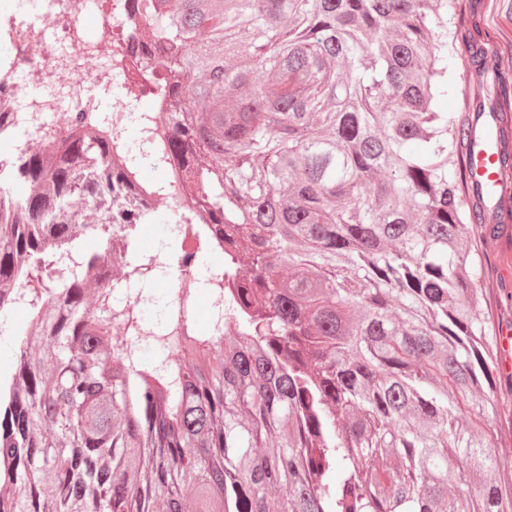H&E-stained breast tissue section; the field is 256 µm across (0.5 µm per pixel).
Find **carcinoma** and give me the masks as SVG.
Returning <instances> with one entry per match:
<instances>
[{
  "label": "carcinoma",
  "mask_w": 512,
  "mask_h": 512,
  "mask_svg": "<svg viewBox=\"0 0 512 512\" xmlns=\"http://www.w3.org/2000/svg\"><path fill=\"white\" fill-rule=\"evenodd\" d=\"M133 49L170 101V154L224 240L220 344L167 313L157 362L112 286L59 257L53 296L15 335L0 512H512L492 426L497 326L478 234L500 223L468 181L483 121L499 161L512 71L458 0H128ZM462 46L476 91L441 102ZM77 117L0 183V317L35 260L133 193ZM128 227L165 221L123 208ZM133 238L132 276L157 270ZM290 270L283 277L281 267Z\"/></svg>",
  "instance_id": "carcinoma-1"
}]
</instances>
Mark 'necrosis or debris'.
<instances>
[{
	"label": "necrosis or debris",
	"instance_id": "1",
	"mask_svg": "<svg viewBox=\"0 0 512 512\" xmlns=\"http://www.w3.org/2000/svg\"><path fill=\"white\" fill-rule=\"evenodd\" d=\"M92 19L102 35L89 36ZM139 25L123 0H0V178L13 179L19 158L52 145L75 116L95 115L97 133L112 143V164L127 170L136 187L129 201L159 209L170 219L177 260L164 282L174 307H187L185 284L198 280L195 241L182 225L201 223L204 213L185 192L179 169L166 168L156 182L131 171L127 133L132 125L130 85L145 70L125 37Z\"/></svg>",
	"mask_w": 512,
	"mask_h": 512
}]
</instances>
